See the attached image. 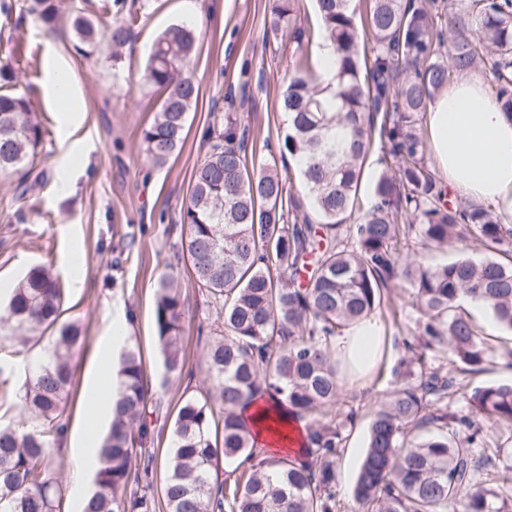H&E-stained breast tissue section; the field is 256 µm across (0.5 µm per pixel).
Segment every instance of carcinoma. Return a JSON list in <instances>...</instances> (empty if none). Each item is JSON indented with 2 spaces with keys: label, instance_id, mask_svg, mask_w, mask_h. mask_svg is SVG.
<instances>
[{
  "label": "carcinoma",
  "instance_id": "1",
  "mask_svg": "<svg viewBox=\"0 0 512 512\" xmlns=\"http://www.w3.org/2000/svg\"><path fill=\"white\" fill-rule=\"evenodd\" d=\"M266 35L288 39L293 73L281 94L288 131L280 158L296 165L298 189L286 188L277 157L257 152L236 114L213 116L208 150L181 209L182 259L207 296L200 367L210 390L182 401L176 414L161 496L167 512H339L333 461L343 436L332 408L342 395L334 340L405 288L422 313L423 347L447 349L478 371L493 346L465 305L480 306L512 333V219L471 200L450 201L427 163L420 121L434 95L464 72L490 66L496 98L512 113V0H313L315 26L300 23L299 0H271ZM112 67L133 41L136 13L112 0ZM28 13L45 27L59 20L56 0H33ZM81 45L94 44L96 22L69 18ZM330 41L337 56L328 80L313 72L308 49ZM198 35L173 25L154 40L141 83L160 93L141 130L152 163L179 153L199 85L189 73ZM14 75L0 68V172L39 165L44 127ZM370 179L368 198L361 195ZM456 246L458 257L424 265L415 245ZM56 278L31 267L13 289L1 322L26 332L27 348L49 335L39 370L26 385L19 417L40 428L0 425V512H60L61 490L49 448L63 437L60 408L73 380L72 358L84 337L63 322ZM184 303L170 279L159 283L156 344L162 378L182 374ZM403 382L372 408L354 485L356 512H512L511 462L505 449L483 460L472 445L481 427L441 406L455 385L425 367L405 342ZM123 389L99 448L95 490L82 512H157L155 449L147 446L150 380L140 349L120 350ZM273 394L307 428V457L256 460L254 430L241 409ZM471 411L512 430V381L475 388ZM435 424L438 432L414 436ZM228 466L221 471L220 465ZM491 468L475 481L479 465Z\"/></svg>",
  "mask_w": 512,
  "mask_h": 512
}]
</instances>
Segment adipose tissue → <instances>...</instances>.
<instances>
[{"instance_id":"ef3b65f1","label":"adipose tissue","mask_w":512,"mask_h":512,"mask_svg":"<svg viewBox=\"0 0 512 512\" xmlns=\"http://www.w3.org/2000/svg\"><path fill=\"white\" fill-rule=\"evenodd\" d=\"M432 156L455 195L491 204L512 216V113L503 111L483 79L454 80L429 102L426 112ZM391 345L376 318L349 326L335 341L336 355L359 362L365 338ZM255 451L270 459L281 452L303 453L306 423L270 401L247 405Z\"/></svg>"}]
</instances>
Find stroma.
Returning a JSON list of instances; mask_svg holds the SVG:
<instances>
[{"label": "stroma", "instance_id": "stroma-1", "mask_svg": "<svg viewBox=\"0 0 512 512\" xmlns=\"http://www.w3.org/2000/svg\"><path fill=\"white\" fill-rule=\"evenodd\" d=\"M144 18L136 28L133 52L124 54L120 72L112 70L108 43L89 57L78 54L66 23L49 32L32 18L0 14V67L10 66L17 87L30 97L45 135L43 161L28 182L0 173V294H9L29 267L40 264L57 278L64 292L66 319L82 327L84 344L73 358V382L64 405L65 434L50 450L53 476L62 493L61 512H78L86 492L74 481L73 453L89 428L106 433L108 425L89 424L85 400L102 379L96 352L105 342L113 310L132 314L127 341L139 344L152 374L151 399L160 402L151 416L150 441L159 459L171 448L177 409L186 397L201 395L207 385L199 366L202 341L198 326L206 311V294L187 267L178 263L180 208L188 197L191 175L205 156L211 108L225 109L231 89L240 82L243 63L251 65V100L243 111L256 147L276 140L287 122L278 100L293 69L291 51L265 40L269 0H132ZM188 23L199 33L190 72L201 96L188 115L182 151L162 167L147 158L140 132L153 118L155 96L141 84L155 37L175 24ZM68 68L76 81L82 109L78 124L64 132V105L52 91L49 76ZM178 283L184 299L183 353L192 377L161 384L162 357L155 342V298L161 279ZM474 316L494 336V355L485 370L456 371L460 395L448 405L457 416L470 415L464 395L475 387L512 380V335L503 333L481 309ZM375 316L385 331L402 339L415 330L420 313L405 290L394 288ZM404 347L385 351L365 389L344 391L334 410L343 423L344 441L336 459V493L341 512H353V486L363 457L375 401L397 384L395 368ZM29 353L0 351V376L14 395L0 403V424L16 421V395L29 380Z\"/></svg>", "mask_w": 512, "mask_h": 512}]
</instances>
